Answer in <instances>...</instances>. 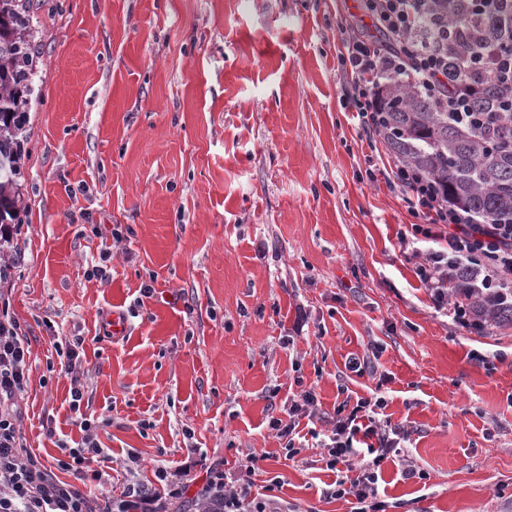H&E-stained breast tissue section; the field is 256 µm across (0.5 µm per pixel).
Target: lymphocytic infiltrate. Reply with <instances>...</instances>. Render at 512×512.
Here are the masks:
<instances>
[{
    "mask_svg": "<svg viewBox=\"0 0 512 512\" xmlns=\"http://www.w3.org/2000/svg\"><path fill=\"white\" fill-rule=\"evenodd\" d=\"M366 14L383 29L386 41H376L347 27L339 29L337 59L347 86V101L358 119V127L368 146H375L382 126L384 106L378 89L391 77H412L417 87L432 99L441 101L447 111L465 110L467 92L458 90L473 59L462 58L456 68L448 66L445 27H423L422 0H362ZM370 181L384 180L401 193L408 213L414 217V234L430 237L431 227H448L440 248L421 250L401 237L402 247L417 258L419 279L430 292L436 309H451L458 328L470 330L479 323L466 299L453 297L450 286L457 268H470L483 287L512 284V225L476 218L452 204L443 188L416 169L395 161L368 171ZM31 343L25 328L9 311V301L0 296V512H168L170 505L187 494V479L171 480L166 469H158L160 487L132 485L119 496H99L102 465L107 460L94 439L95 425L82 420L84 449L71 452L69 459L46 460L29 450L19 428L18 400L26 391L32 367ZM383 398L373 396L355 406L340 403L329 434L320 441L327 452L329 467L349 463L359 452L369 460L356 479L337 480L329 497L354 498V512H385L377 498L378 468L397 447L401 427L382 422L378 414ZM316 414L314 389L300 390L287 405L279 407L269 426L283 440L286 458L296 457V426L303 417ZM258 458L248 455L234 470L213 463L205 466V478L198 493L212 504L211 512H270L274 495L257 497L253 476ZM69 471L73 481L58 478V471Z\"/></svg>",
    "mask_w": 512,
    "mask_h": 512,
    "instance_id": "obj_1",
    "label": "lymphocytic infiltrate"
}]
</instances>
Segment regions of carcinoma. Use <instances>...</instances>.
Wrapping results in <instances>:
<instances>
[{
  "instance_id": "obj_1",
  "label": "carcinoma",
  "mask_w": 512,
  "mask_h": 512,
  "mask_svg": "<svg viewBox=\"0 0 512 512\" xmlns=\"http://www.w3.org/2000/svg\"><path fill=\"white\" fill-rule=\"evenodd\" d=\"M474 0H425L448 26V59L479 44L512 50V0L473 15ZM33 0H0V225L21 223L22 159L37 76ZM473 111L445 112L418 88L390 78L380 89L387 112L381 136L393 155L443 187L450 199L496 224L512 225V112L500 111L495 74L475 64ZM476 317L512 324V288H460Z\"/></svg>"
}]
</instances>
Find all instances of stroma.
<instances>
[{
    "instance_id": "35a3bbf8",
    "label": "stroma",
    "mask_w": 512,
    "mask_h": 512,
    "mask_svg": "<svg viewBox=\"0 0 512 512\" xmlns=\"http://www.w3.org/2000/svg\"><path fill=\"white\" fill-rule=\"evenodd\" d=\"M53 4L35 11L25 214L4 256L36 356L28 448L66 457L85 416L107 487L251 453L290 512H351L312 434L377 392L408 432L381 466L386 512H512V325L435 310L399 243L400 193L366 176L391 153L361 135L336 56L339 25L375 32L361 0ZM76 336L77 406L59 373ZM356 355L374 376L347 369ZM310 385L319 416L288 460L271 408Z\"/></svg>"
}]
</instances>
